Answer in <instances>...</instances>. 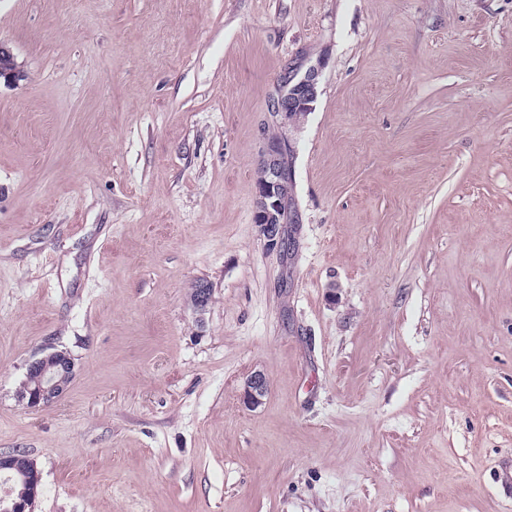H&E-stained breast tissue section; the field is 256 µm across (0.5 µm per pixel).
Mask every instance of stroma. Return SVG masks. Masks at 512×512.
Returning a JSON list of instances; mask_svg holds the SVG:
<instances>
[{
  "mask_svg": "<svg viewBox=\"0 0 512 512\" xmlns=\"http://www.w3.org/2000/svg\"><path fill=\"white\" fill-rule=\"evenodd\" d=\"M0 41V452L33 512H512V0H0ZM55 349L69 388L26 408ZM22 77L23 75L15 63L12 50L3 43H0V80L3 78L7 84H15ZM322 62L309 65L302 75L288 68L282 89L272 99L270 104L272 117L277 128H297L309 112L314 109L318 96V84ZM290 151L282 134L275 140L267 137L259 164L257 179L258 198L256 202L255 224L269 250H278L285 240L283 220V199L281 190L293 179L292 168L287 169L283 157ZM286 208L294 202L293 183L285 189ZM74 360L63 352L44 353L34 358L27 366L26 378L38 375L35 385H24L20 399L27 408L35 409L59 400L67 390L74 375ZM268 391V381L263 373L257 372L248 379L245 388V400L249 407L256 409L263 404ZM13 471L22 477L23 488L17 495L14 494L13 489L1 496L0 511L32 512L41 481L36 465L25 454L0 453V472H3L7 479H12Z\"/></svg>",
  "mask_w": 512,
  "mask_h": 512,
  "instance_id": "stroma-1",
  "label": "stroma"
}]
</instances>
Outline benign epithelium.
<instances>
[{
  "instance_id": "1",
  "label": "benign epithelium",
  "mask_w": 512,
  "mask_h": 512,
  "mask_svg": "<svg viewBox=\"0 0 512 512\" xmlns=\"http://www.w3.org/2000/svg\"><path fill=\"white\" fill-rule=\"evenodd\" d=\"M321 68L322 62L318 61L309 65L301 75L288 69L282 89L270 104L278 128H297L314 109ZM21 78L22 73L15 63L12 50L0 43V79L15 84ZM287 149L289 145L281 136L275 140L265 139L259 164L255 224L267 248L272 251L279 249L285 240L281 190L293 179L292 169L283 164ZM210 299L211 288L204 282L196 285L190 297L193 309L200 315L206 311ZM74 367L73 358L63 351L44 353L34 358L27 366L26 376L36 375L39 382L34 386L26 384L22 387L21 401L26 407L35 409L59 400L73 379ZM267 391L266 376L260 372L251 375L245 388L248 406L253 409L261 406ZM0 472L9 479L16 472L22 477L23 483L19 493L10 490L0 497V512H32L41 481L34 462L19 452L0 453Z\"/></svg>"
}]
</instances>
